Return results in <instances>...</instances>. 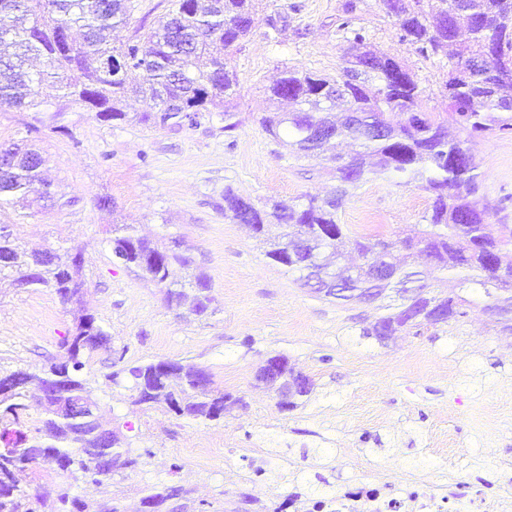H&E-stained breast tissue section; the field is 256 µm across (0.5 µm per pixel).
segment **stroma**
<instances>
[{
    "label": "stroma",
    "mask_w": 512,
    "mask_h": 512,
    "mask_svg": "<svg viewBox=\"0 0 512 512\" xmlns=\"http://www.w3.org/2000/svg\"><path fill=\"white\" fill-rule=\"evenodd\" d=\"M345 0H263L253 29L229 52L237 79L232 109L240 119L224 130L222 109L180 129L136 122H101L64 103L70 135L35 140L45 176L71 206L17 218V238L32 250L78 247L84 252L86 299L98 323L125 349V360H176L204 367L215 388L239 402L223 420H191L166 408L132 412L128 390L108 384L106 353L86 357L103 421L140 455L131 473L93 483L48 466L21 473L19 486L54 505L69 491L93 505L120 502L136 512L145 485H178L194 512H231L250 493L251 512H272L293 492L320 497L364 479L390 485L414 475L429 481L485 483L512 496V334L494 328L472 298L465 317L436 328L403 331L388 343L363 336L376 306L339 304L302 288L266 256L250 226L224 216L225 188L256 204L326 197L336 187L323 161L289 156L258 117L270 110L268 88L286 68L338 75L347 42L338 18ZM369 47L414 73L421 108L447 112L445 60L427 59L399 41L379 0H355ZM286 16L275 41L264 37L268 17ZM475 159L493 230L512 233V134L479 139ZM112 198L98 209L97 196ZM431 203L419 184L386 177L364 181L338 212L352 235L392 240L422 228ZM129 224L160 245L179 244L190 266L170 278L189 285L195 273L211 282L212 312L197 318L168 307L139 270L114 264L113 225ZM73 320L72 305L48 288L0 282V370H32L57 360ZM286 356L313 382L302 404L281 410L255 376L272 355ZM210 449L207 459L198 449Z\"/></svg>",
    "instance_id": "35a3bbf8"
}]
</instances>
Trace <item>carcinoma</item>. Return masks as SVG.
<instances>
[{"mask_svg":"<svg viewBox=\"0 0 512 512\" xmlns=\"http://www.w3.org/2000/svg\"><path fill=\"white\" fill-rule=\"evenodd\" d=\"M255 0H176L175 9L148 31L136 30L121 47L107 39L112 28L129 22L130 0H0V108L25 113L26 135L49 131L71 135L64 113L45 112L42 85L52 80L60 98L95 113L105 123L127 120L123 102L135 89L155 102V111L139 121L154 127L197 126L210 109L234 98L237 75L227 59L211 54L221 44L228 50L251 32ZM386 13L395 18L398 38L414 46L425 58L444 56L448 61L444 87L448 117L417 110L422 88L414 74L394 59L365 50L367 31L355 25V0H347L338 29L348 43V66L333 79L297 69L284 70L270 87L273 100H286L296 109L275 112L260 119V125L275 138L286 135L283 144L298 156H321L336 138H347L356 150L346 156L327 157L340 182L336 194L291 203L276 202L270 209L257 208L250 200L227 188L224 217L248 224L259 234L275 223L286 232L272 240L268 257L298 274L303 287L310 286L311 269H322L320 256L341 254L348 248L362 259L355 288H370V275L397 273L391 253L401 239L362 242L337 222V213L347 196L372 176H395L405 183H420L431 194L415 248L436 260V269L455 282L450 300L457 311L450 319L466 315L467 296L477 295L483 308L497 304L500 291L512 292V238L494 236L486 220L487 210L477 198L478 166L476 139L512 133V0H462L464 7L449 8L452 0H381ZM83 33L80 44L67 50L64 33ZM483 56L487 66L479 71L471 60ZM123 61L117 72L106 62ZM466 133L463 139L448 138L447 124ZM325 128L326 140L314 143L308 131ZM12 159L0 165V209L14 199H26L34 186H42L28 207L53 202L56 193L41 178L43 159L27 143L0 144ZM112 253L124 257L127 267L161 288L168 306L180 308L187 299L185 288L169 281L170 268L188 259L173 247H160L136 234L128 224L112 226ZM84 258L71 249L58 248L52 260L41 254L27 255L0 225V279L10 278L20 288H49L64 303L76 305L72 327L62 342L64 360L35 370H23L21 382L13 384L16 372L0 373V475L18 473L43 463L61 473L79 471L98 480L96 468L106 464L112 474L135 470L139 456L126 448L123 434L109 441L95 437L93 428L79 427L66 408L93 388L82 377L85 355L104 350L111 357L112 371L105 379L130 392V404L145 411L165 406L180 417L218 421L238 399L213 386L203 367L167 360L133 366L125 364V349L112 346V339L90 313L80 278ZM191 312L207 315L211 299L206 276H194ZM386 313L363 329V335H378L377 325L402 331L419 327L424 320L410 321L402 307L391 302ZM36 400L37 424L26 426L29 394ZM188 491L176 486L147 485L142 503L161 512L172 493ZM69 512H125L120 503L94 506L68 492L59 495ZM0 512H35L27 507L18 488L0 486Z\"/></svg>","mask_w":512,"mask_h":512,"instance_id":"1","label":"carcinoma"}]
</instances>
